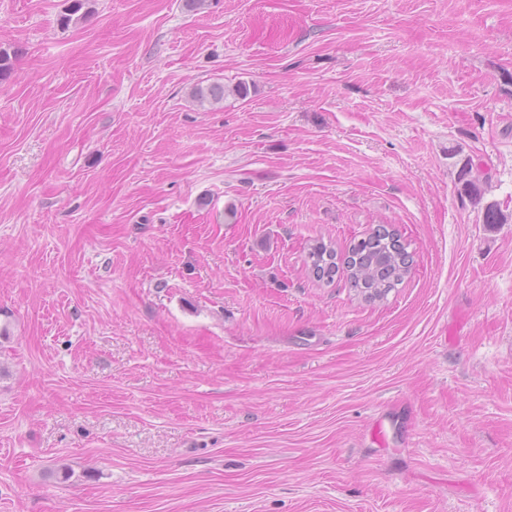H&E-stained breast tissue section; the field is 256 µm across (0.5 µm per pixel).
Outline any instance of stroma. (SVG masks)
Returning <instances> with one entry per match:
<instances>
[{"instance_id":"1","label":"stroma","mask_w":512,"mask_h":512,"mask_svg":"<svg viewBox=\"0 0 512 512\" xmlns=\"http://www.w3.org/2000/svg\"><path fill=\"white\" fill-rule=\"evenodd\" d=\"M68 4L0 0V512H512V0ZM192 97L200 105H214L224 102L226 88L224 84L212 82L206 85H197L193 88ZM462 159L456 163L460 165ZM481 159L475 161L473 156L466 157L457 170L458 192L461 197L467 198L474 206H481L483 210V224L487 228L493 229L497 224H508L512 219V214L506 215L498 203L483 204L485 195L488 191L490 176L485 173L482 178H475L472 175L473 169L481 168ZM398 231L379 225L367 237L351 242L338 255L331 244L315 241L307 249V267L315 280L334 283L342 269L354 292L369 302H382L410 272L412 256Z\"/></svg>"}]
</instances>
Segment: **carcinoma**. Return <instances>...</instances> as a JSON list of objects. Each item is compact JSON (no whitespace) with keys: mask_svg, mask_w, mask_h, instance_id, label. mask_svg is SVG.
<instances>
[{"mask_svg":"<svg viewBox=\"0 0 512 512\" xmlns=\"http://www.w3.org/2000/svg\"><path fill=\"white\" fill-rule=\"evenodd\" d=\"M88 0H70L66 12L60 15L59 23L67 27L76 14L86 16L82 9ZM224 84L212 82L198 85L192 97L201 106L224 102ZM481 168V162L472 156L466 157L457 170V185L460 196L483 210V223L493 229L512 219L497 203L484 202L490 182L489 174L474 177L473 169ZM412 256L398 231L379 225L367 237L352 242L344 253H337L331 245L316 241L308 246L307 267L313 278L323 284L334 283L339 272H346V281L354 292L369 302H382L388 294L401 285L410 272Z\"/></svg>","mask_w":512,"mask_h":512,"instance_id":"carcinoma-1","label":"carcinoma"}]
</instances>
